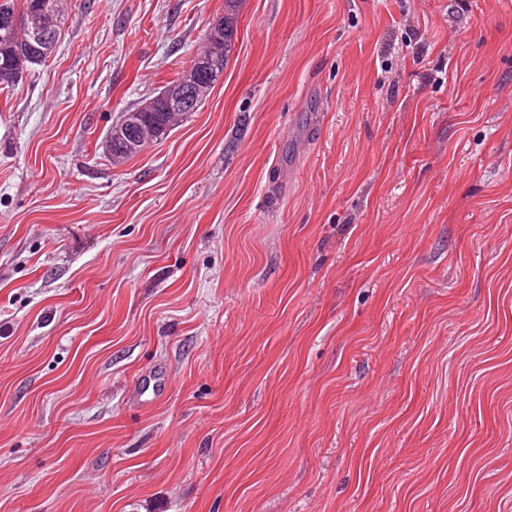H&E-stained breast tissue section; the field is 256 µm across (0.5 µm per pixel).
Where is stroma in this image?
I'll list each match as a JSON object with an SVG mask.
<instances>
[{"instance_id":"stroma-1","label":"stroma","mask_w":512,"mask_h":512,"mask_svg":"<svg viewBox=\"0 0 512 512\" xmlns=\"http://www.w3.org/2000/svg\"><path fill=\"white\" fill-rule=\"evenodd\" d=\"M0 92V512H512V0H64ZM239 2L240 0H224V16L212 23L204 46L195 58L193 65L149 100L154 101L152 112H139L141 106L123 114L122 119L129 112H139V115L142 116L148 115L147 119L141 120L140 126H135L129 132V129H123L121 120L112 127L106 139V143L112 142L111 145L106 146V155L112 164L125 163L137 155L149 140H158V138L164 137L175 125L179 116L187 115V113L171 114L164 102V97L172 90V87L180 85L188 75L193 77V80L183 82L170 92L168 100L170 109L188 112L191 111V106L195 104L196 99L199 98L198 107L206 100L207 94L224 74V68L227 66L234 42ZM200 58L203 59L198 60ZM196 77L201 80V82H197V85L206 86V92L201 96H199L198 86L194 83Z\"/></svg>"}]
</instances>
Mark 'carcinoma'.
Instances as JSON below:
<instances>
[{
    "mask_svg": "<svg viewBox=\"0 0 512 512\" xmlns=\"http://www.w3.org/2000/svg\"><path fill=\"white\" fill-rule=\"evenodd\" d=\"M240 0H224V16L209 29L206 41L193 65L176 80L170 82L152 98L154 104L147 119L133 130L123 129L119 122L107 136L111 145L106 147V155L114 165H121L137 155L145 144L153 139L164 137L179 115L172 114L164 102L166 93L181 84L188 76L199 79V85L211 90L224 74L232 51L237 12ZM41 12L50 23L51 36L43 41H34L26 29L11 24L14 18L25 19L34 12ZM64 20L62 0H0V91H8L15 82L4 76L11 69L25 70L31 65L46 61L53 53L61 36Z\"/></svg>",
    "mask_w": 512,
    "mask_h": 512,
    "instance_id": "obj_1",
    "label": "carcinoma"
}]
</instances>
